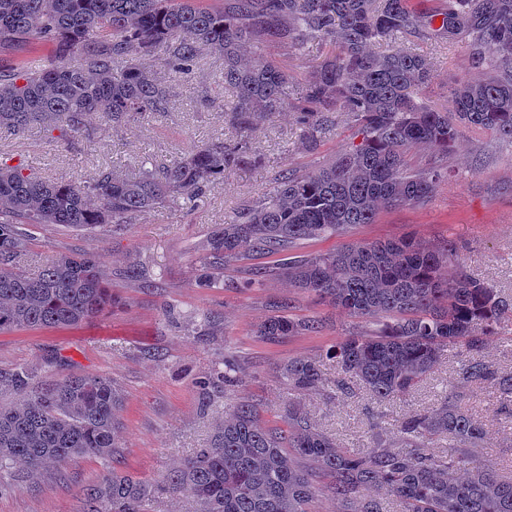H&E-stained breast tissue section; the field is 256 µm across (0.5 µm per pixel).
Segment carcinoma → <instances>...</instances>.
Instances as JSON below:
<instances>
[{
  "instance_id": "1",
  "label": "carcinoma",
  "mask_w": 512,
  "mask_h": 512,
  "mask_svg": "<svg viewBox=\"0 0 512 512\" xmlns=\"http://www.w3.org/2000/svg\"><path fill=\"white\" fill-rule=\"evenodd\" d=\"M406 34L463 42L485 77L457 84L448 108L431 107L414 96L430 81L425 57L372 50ZM33 39L53 45L52 59L0 68V128L57 130L68 142L84 132L92 112L111 127L167 112L171 86L213 54L224 59V87L232 92L218 107L237 135L196 145L168 166L146 158L139 172L124 176L102 170L50 180L0 163V333L75 328L112 311L96 256L60 253L33 272L23 269L31 247L25 225L128 224L143 212L194 205L214 180L258 163L252 130L290 105L288 74L264 58L268 41L298 50L316 39L332 46L296 106L308 128L306 146H316V133L335 112L350 116L361 141L318 169L279 176L272 192L215 231L200 259L201 288L220 286L215 269L278 257L302 241L373 224L383 210L428 201L443 171L435 163L410 168L415 148L446 156L464 127L512 142V0H224L221 8L203 0H0V50ZM147 57L164 75L143 65ZM280 270L293 287L377 325L342 337L327 357L381 403L413 393L448 348L467 351L469 359L439 406L403 416L395 437L375 436L365 454L339 446L291 403L282 429L240 402L165 490L191 495L196 512H315L316 470L330 477L338 512H388L386 496L400 512H512V477L478 457L485 424L462 407L466 389L479 382L512 413V373L481 356L489 339L512 326V298L466 274L451 241L344 243ZM318 329V321L282 310L257 335L273 341ZM282 374L293 394L326 390L315 359H290ZM3 390L17 399L0 405V469L19 465L33 482L71 457L107 459L118 447L123 391L109 377L40 380L21 366L0 371ZM444 439L448 451H431ZM155 493L154 485L114 466L83 490V512H149Z\"/></svg>"
}]
</instances>
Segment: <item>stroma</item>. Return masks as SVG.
<instances>
[{"instance_id":"35a3bbf8","label":"stroma","mask_w":512,"mask_h":512,"mask_svg":"<svg viewBox=\"0 0 512 512\" xmlns=\"http://www.w3.org/2000/svg\"><path fill=\"white\" fill-rule=\"evenodd\" d=\"M396 44L431 59L432 79L419 97L436 108L447 107L459 82L483 76L471 67L461 42L415 35L397 38ZM265 50L268 60L287 71L290 97L295 100L330 47L316 40L297 51L270 42ZM222 67L221 59L205 57L188 82L174 86L170 112L149 113L118 129L99 116H88L83 136L66 149L39 129L16 134L0 128V156L23 162L32 173L48 179L87 175L100 168L129 175L146 157L171 163L193 145L233 136L212 103L223 93L215 83ZM253 138L260 164L231 171L211 185L197 206L158 208L116 231L107 227L89 232L55 224L32 227L33 266L61 252L101 256L118 302L110 314L79 329L0 334V370L28 366L43 377L90 372L112 378L125 391L119 412L121 446L113 460L74 457L33 483L13 482L10 473L0 470V512H80L82 489L114 463L162 486L176 467L208 445L216 423L240 401L256 404L268 425H281L289 394L280 369L289 359H322L326 378L339 379V370L325 354L349 332L367 330V323L314 294L289 287L275 272L258 288L245 287L246 272L233 270L225 275L226 287L196 284L199 260L220 224L243 204L272 190L280 173L317 169L358 136L356 126L340 112L318 133L316 149H308L297 112L288 110L260 123ZM408 159L413 168L437 161L448 170L428 203L382 211L376 223L352 226L327 241L306 242L300 254L345 242L451 240L469 274L511 297L512 143L491 131L470 129L447 157L435 158L432 150L421 147ZM133 264L145 270L152 287H140L126 277ZM284 302L295 316L318 320L319 331L275 342L257 336L258 325ZM228 357L234 359L241 378L232 392L225 391L218 376ZM462 359L459 350H448L413 395L390 403H379L352 379L346 393L334 399L306 393L297 402L317 428L342 447L365 452L374 435L393 437L395 421L402 415L436 406L454 383ZM465 405L486 425L482 457L500 475L511 477L512 418L501 413L495 394L482 383L470 386Z\"/></svg>"}]
</instances>
